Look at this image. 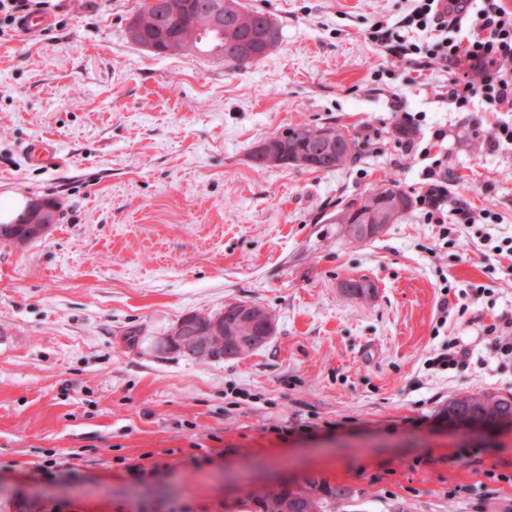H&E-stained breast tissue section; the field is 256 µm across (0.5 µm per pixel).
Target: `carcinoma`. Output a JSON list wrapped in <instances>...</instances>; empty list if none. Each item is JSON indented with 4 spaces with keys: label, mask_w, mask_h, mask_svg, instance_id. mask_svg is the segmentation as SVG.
I'll list each match as a JSON object with an SVG mask.
<instances>
[{
    "label": "carcinoma",
    "mask_w": 512,
    "mask_h": 512,
    "mask_svg": "<svg viewBox=\"0 0 512 512\" xmlns=\"http://www.w3.org/2000/svg\"><path fill=\"white\" fill-rule=\"evenodd\" d=\"M212 0H165L159 12L167 15V23L160 28L154 25L152 18H145L144 34L149 39L158 40L173 47L171 52H163V57L180 56L185 53V46L192 45L197 52L202 48L213 50L209 41L216 39L224 44L246 42L251 51L239 55L237 53L224 58V62L232 67L242 69L254 63V58L264 55V46L257 39H250L253 34L262 32L269 15L255 9L241 8L230 12L224 17V28L211 30L206 36H197L192 21L203 15V8ZM333 128L340 134L350 136V132L342 126L328 123L322 126H309L307 124L295 125L284 130L292 142H309L315 133L325 128ZM353 150L345 154L336 163H330L320 168L309 166L312 171L323 169L325 171L344 168L354 163L361 156V143L351 136ZM400 198L404 204L403 213H408L414 207V200L410 194L402 190L395 183L386 184L369 195L361 198L360 202L350 204L339 210L336 214V223L354 215L356 212L371 211L384 199ZM441 414L452 422L462 421L470 425L494 426L502 421L512 423V393H493L481 396L467 395L448 401ZM349 491L344 487L326 486L318 488L315 483L307 488L284 489L267 494L261 501V512H281L283 502L287 501L294 506V512H336V503L348 498Z\"/></svg>",
    "instance_id": "1"
}]
</instances>
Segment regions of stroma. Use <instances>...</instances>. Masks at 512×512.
I'll return each instance as SVG.
<instances>
[{"label":"stroma","mask_w":512,"mask_h":512,"mask_svg":"<svg viewBox=\"0 0 512 512\" xmlns=\"http://www.w3.org/2000/svg\"><path fill=\"white\" fill-rule=\"evenodd\" d=\"M144 0H62L49 30L0 37V224L56 203L39 238H0V512H260L317 480L337 512H501L512 504V425L441 414L462 395L512 392V364L478 336L512 319V275L411 211L350 242L336 222L380 184L418 189L391 105L448 130L455 197L495 207L512 236V148L488 149L473 112L414 87L369 37L412 0H241L282 40L244 69L157 57L125 37ZM333 123L364 145L333 171L257 166L259 142ZM52 140L51 163L26 148ZM361 276L373 299L348 295ZM456 314L437 327L441 286ZM250 302L275 332L249 357L200 361L157 343L188 313ZM466 367L429 368L453 338ZM290 435H281V428ZM75 468L71 484L38 463ZM151 470L137 480L129 465Z\"/></svg>","instance_id":"obj_1"}]
</instances>
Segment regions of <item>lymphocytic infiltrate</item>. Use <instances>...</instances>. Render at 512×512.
Segmentation results:
<instances>
[{
	"label": "lymphocytic infiltrate",
	"mask_w": 512,
	"mask_h": 512,
	"mask_svg": "<svg viewBox=\"0 0 512 512\" xmlns=\"http://www.w3.org/2000/svg\"><path fill=\"white\" fill-rule=\"evenodd\" d=\"M406 25L419 31L432 30L434 36L424 42L380 23L369 32L373 42L407 64L404 82L414 84L415 73L426 67L449 70L444 92L449 107L466 112L474 102H481L485 114L494 118L488 125L480 119L475 122L476 127H488L489 147H512V121L504 118L505 113L512 112V10L504 0H414ZM394 113L401 127L415 133L404 143L407 154L424 162L417 195L424 222L436 225L443 238L454 225L481 242H490L491 236L483 228L499 222L493 209H479L461 200L452 208L444 206L449 194L443 171L446 130L435 129L429 139H420L416 133L426 123L425 114L404 111L399 104Z\"/></svg>",
	"instance_id": "obj_1"
}]
</instances>
